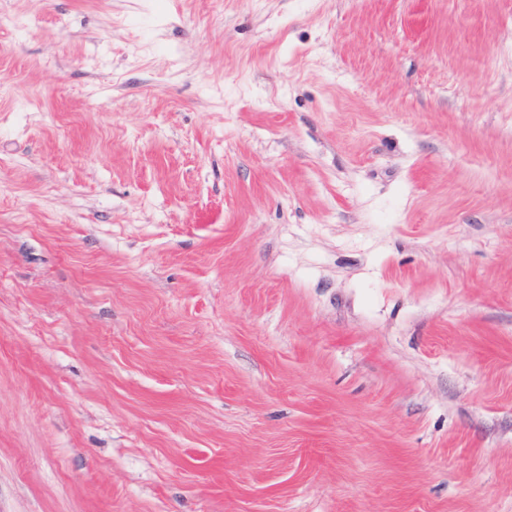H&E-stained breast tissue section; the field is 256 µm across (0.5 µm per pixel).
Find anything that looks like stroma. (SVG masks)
Here are the masks:
<instances>
[{
	"mask_svg": "<svg viewBox=\"0 0 512 512\" xmlns=\"http://www.w3.org/2000/svg\"><path fill=\"white\" fill-rule=\"evenodd\" d=\"M0 512H512V0H0Z\"/></svg>",
	"mask_w": 512,
	"mask_h": 512,
	"instance_id": "stroma-1",
	"label": "stroma"
}]
</instances>
